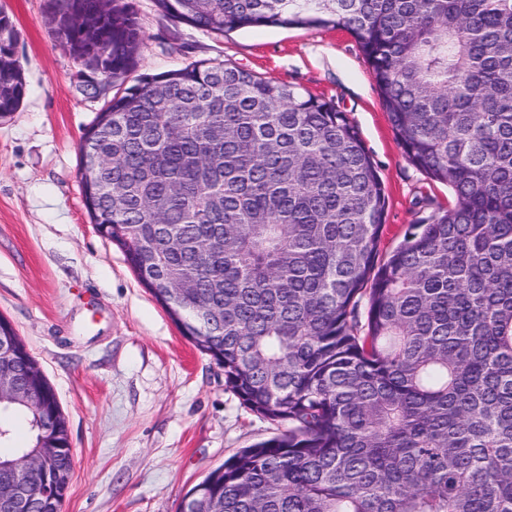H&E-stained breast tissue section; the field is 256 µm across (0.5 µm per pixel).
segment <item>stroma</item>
Here are the masks:
<instances>
[{"instance_id": "obj_1", "label": "stroma", "mask_w": 512, "mask_h": 512, "mask_svg": "<svg viewBox=\"0 0 512 512\" xmlns=\"http://www.w3.org/2000/svg\"><path fill=\"white\" fill-rule=\"evenodd\" d=\"M137 71L232 63L332 101L362 136L388 196L383 248L447 208V185L405 158L357 41L326 28L215 35L134 0ZM20 33L28 84L0 119V316L53 387L69 421L73 469L61 512H178L183 496L238 450L281 432L224 386L102 237L84 204L80 144L104 105L54 40L47 0H0Z\"/></svg>"}]
</instances>
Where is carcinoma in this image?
Returning <instances> with one entry per match:
<instances>
[{"mask_svg": "<svg viewBox=\"0 0 512 512\" xmlns=\"http://www.w3.org/2000/svg\"><path fill=\"white\" fill-rule=\"evenodd\" d=\"M222 34L324 27L357 40L408 161L454 202L380 252L387 200L358 128L231 63L144 74L85 133L98 232L224 385L280 434L237 452L187 512H512V0H156ZM95 95L137 66L133 0H49ZM0 11V119L27 95ZM37 367L14 359L25 389ZM0 458L61 448L30 480L61 512L73 468L52 397L18 404Z\"/></svg>", "mask_w": 512, "mask_h": 512, "instance_id": "carcinoma-1", "label": "carcinoma"}]
</instances>
